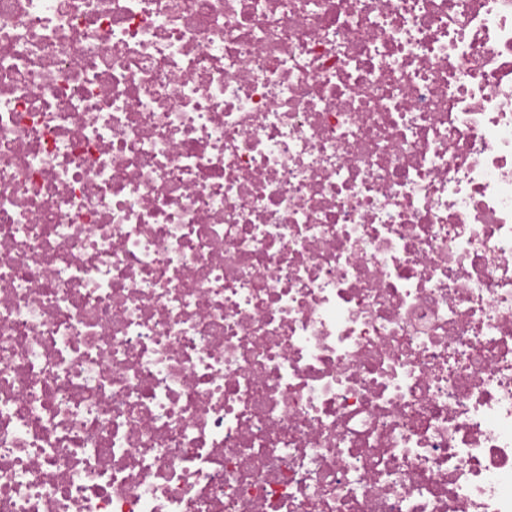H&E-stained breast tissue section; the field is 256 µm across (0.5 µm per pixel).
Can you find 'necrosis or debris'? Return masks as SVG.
<instances>
[{
    "instance_id": "4bbe7bcc",
    "label": "necrosis or debris",
    "mask_w": 512,
    "mask_h": 512,
    "mask_svg": "<svg viewBox=\"0 0 512 512\" xmlns=\"http://www.w3.org/2000/svg\"><path fill=\"white\" fill-rule=\"evenodd\" d=\"M0 512H512V0H0Z\"/></svg>"
}]
</instances>
